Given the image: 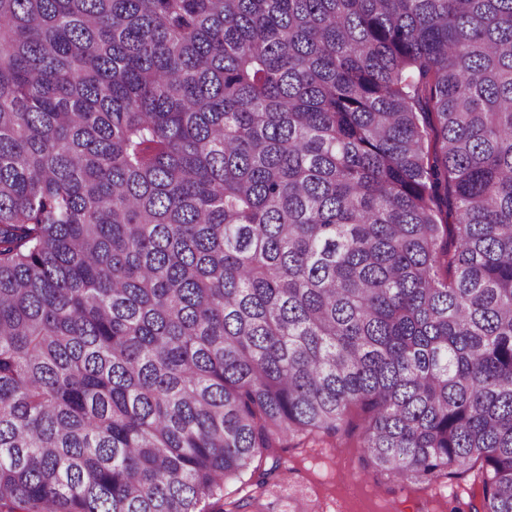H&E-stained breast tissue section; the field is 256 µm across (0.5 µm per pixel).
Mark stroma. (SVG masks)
I'll list each match as a JSON object with an SVG mask.
<instances>
[{
    "mask_svg": "<svg viewBox=\"0 0 512 512\" xmlns=\"http://www.w3.org/2000/svg\"><path fill=\"white\" fill-rule=\"evenodd\" d=\"M358 453L353 440L337 448L285 449L287 475L250 512H469V478L447 480L429 496L388 477H358Z\"/></svg>",
    "mask_w": 512,
    "mask_h": 512,
    "instance_id": "stroma-1",
    "label": "stroma"
}]
</instances>
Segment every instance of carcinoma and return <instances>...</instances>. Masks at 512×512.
I'll return each mask as SVG.
<instances>
[{"mask_svg":"<svg viewBox=\"0 0 512 512\" xmlns=\"http://www.w3.org/2000/svg\"><path fill=\"white\" fill-rule=\"evenodd\" d=\"M356 428L512 512V0H0V512Z\"/></svg>","mask_w":512,"mask_h":512,"instance_id":"carcinoma-1","label":"carcinoma"}]
</instances>
